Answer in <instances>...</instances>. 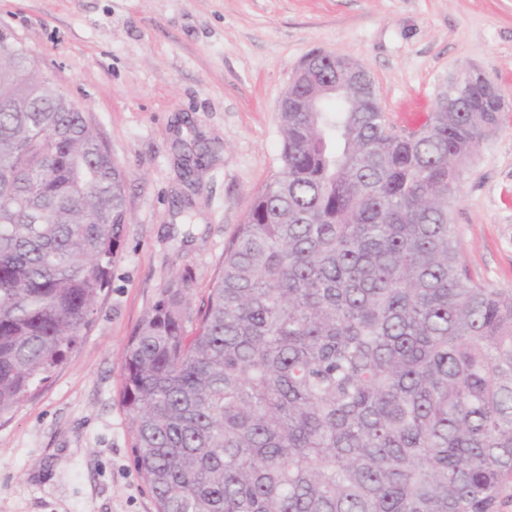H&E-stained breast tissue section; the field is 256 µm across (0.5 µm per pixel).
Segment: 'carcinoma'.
<instances>
[{"instance_id":"obj_1","label":"carcinoma","mask_w":512,"mask_h":512,"mask_svg":"<svg viewBox=\"0 0 512 512\" xmlns=\"http://www.w3.org/2000/svg\"><path fill=\"white\" fill-rule=\"evenodd\" d=\"M0 52V416L80 340L129 224L125 175L6 29ZM281 103V168L224 245L187 331L189 276L127 343L119 400L156 512H506L512 288L473 279L451 218L500 121L471 74L399 132L314 81Z\"/></svg>"}]
</instances>
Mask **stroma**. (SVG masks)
<instances>
[{
	"label": "stroma",
	"mask_w": 512,
	"mask_h": 512,
	"mask_svg": "<svg viewBox=\"0 0 512 512\" xmlns=\"http://www.w3.org/2000/svg\"><path fill=\"white\" fill-rule=\"evenodd\" d=\"M1 27L88 115L126 174L130 224L78 344L0 417V512H156L119 401L128 339L172 273L191 276L190 313L206 301L280 169L278 103L311 51L363 64L399 129L462 70L500 85L452 218L473 278L512 288V0H0Z\"/></svg>",
	"instance_id": "obj_1"
}]
</instances>
